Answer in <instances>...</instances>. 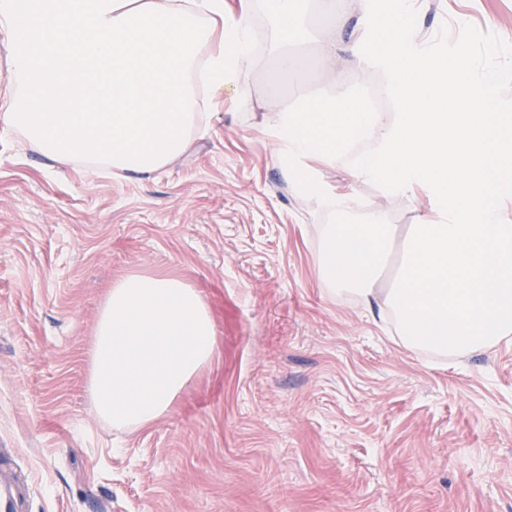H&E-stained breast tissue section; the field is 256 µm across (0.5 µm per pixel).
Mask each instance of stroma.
Wrapping results in <instances>:
<instances>
[{
  "label": "stroma",
  "mask_w": 512,
  "mask_h": 512,
  "mask_svg": "<svg viewBox=\"0 0 512 512\" xmlns=\"http://www.w3.org/2000/svg\"><path fill=\"white\" fill-rule=\"evenodd\" d=\"M244 97L210 137L149 176L50 169L0 130V448L27 512H512V344L460 361L392 341L318 280V211L283 179L270 109V24L253 16ZM469 23L512 37V0H418L417 31ZM361 212L415 224L424 191L348 187ZM154 273L195 288L214 358L157 421L117 430L89 394L112 283Z\"/></svg>",
  "instance_id": "stroma-1"
}]
</instances>
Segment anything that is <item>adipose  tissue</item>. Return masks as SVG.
<instances>
[{"mask_svg": "<svg viewBox=\"0 0 512 512\" xmlns=\"http://www.w3.org/2000/svg\"><path fill=\"white\" fill-rule=\"evenodd\" d=\"M9 69L0 126L55 166L149 175L191 147L254 64L249 12L224 0H0ZM216 346L195 288L135 273L113 285L91 392L118 428L163 416Z\"/></svg>", "mask_w": 512, "mask_h": 512, "instance_id": "1", "label": "adipose tissue"}]
</instances>
